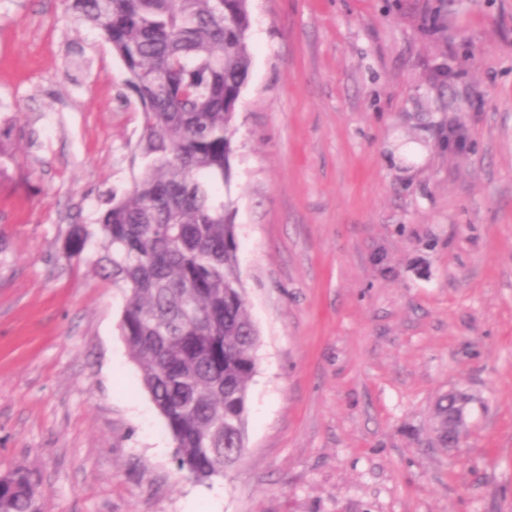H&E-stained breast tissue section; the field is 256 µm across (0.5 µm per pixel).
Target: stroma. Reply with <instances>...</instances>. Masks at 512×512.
I'll use <instances>...</instances> for the list:
<instances>
[{
	"instance_id": "stroma-1",
	"label": "stroma",
	"mask_w": 512,
	"mask_h": 512,
	"mask_svg": "<svg viewBox=\"0 0 512 512\" xmlns=\"http://www.w3.org/2000/svg\"><path fill=\"white\" fill-rule=\"evenodd\" d=\"M249 6L229 190L259 363L243 457L199 484L124 293L63 250L137 174L140 103L62 0H0V475L47 512H512V0ZM467 398L462 395L450 394L438 404V414L442 418V428L438 440L446 447H455L461 438L453 433L451 426L456 416L466 412Z\"/></svg>"
}]
</instances>
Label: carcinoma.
Returning <instances> with one entry per match:
<instances>
[{
  "mask_svg": "<svg viewBox=\"0 0 512 512\" xmlns=\"http://www.w3.org/2000/svg\"><path fill=\"white\" fill-rule=\"evenodd\" d=\"M123 63L142 105L141 172L106 195L93 225L74 224L66 253L123 291L121 336L175 443L200 483L244 451L259 332L247 311L234 202L224 194L235 114L251 57L249 0H70ZM467 398L438 404V440L455 447ZM0 512H45L22 470L0 476Z\"/></svg>",
  "mask_w": 512,
  "mask_h": 512,
  "instance_id": "carcinoma-1",
  "label": "carcinoma"
}]
</instances>
